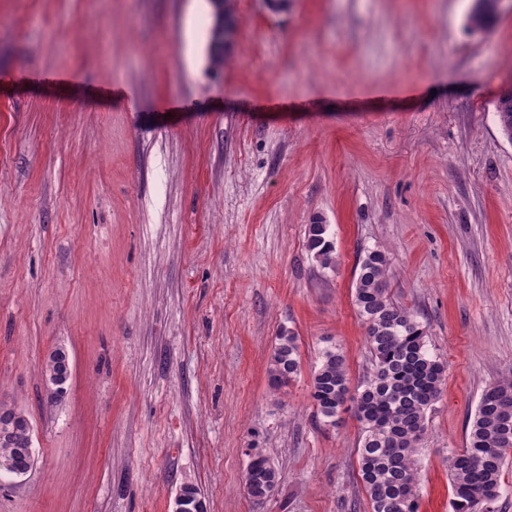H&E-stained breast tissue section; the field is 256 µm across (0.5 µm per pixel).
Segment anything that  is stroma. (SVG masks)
<instances>
[{"label":"stroma","instance_id":"1","mask_svg":"<svg viewBox=\"0 0 512 512\" xmlns=\"http://www.w3.org/2000/svg\"><path fill=\"white\" fill-rule=\"evenodd\" d=\"M472 2L231 0L216 70L199 0H0V399L35 453L0 512H171L185 485L207 512H369L361 425H325L309 386L331 346L367 371L368 249L446 366L420 512H451L448 454L512 378V0L478 33ZM284 328L301 372L274 391ZM253 451L279 473L261 504ZM320 223V221H314L310 224L308 247L315 261L322 268L330 269L335 265V248L329 225Z\"/></svg>","mask_w":512,"mask_h":512}]
</instances>
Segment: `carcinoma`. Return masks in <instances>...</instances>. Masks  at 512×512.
I'll list each match as a JSON object with an SVG mask.
<instances>
[{
  "mask_svg": "<svg viewBox=\"0 0 512 512\" xmlns=\"http://www.w3.org/2000/svg\"><path fill=\"white\" fill-rule=\"evenodd\" d=\"M211 62L220 65L235 29L228 0H210ZM493 12L472 6L467 26L488 28ZM502 131L512 139V95L496 107ZM308 247L324 269L335 265L330 228L318 221L309 227ZM354 304L366 328L372 371L351 389L339 348L324 350L312 374L310 395L317 414L332 425L346 403L362 425L358 475L370 512H419V463L426 453L428 413L445 380V365L429 348L426 332L410 309L398 305L390 291V261L380 250H367L358 260ZM300 373L297 336L283 329L271 355L269 385L285 388ZM27 431L18 428L15 440L0 443V466L26 465L21 454ZM512 459V378L483 390L470 423L465 448L448 456L452 512H494L502 491L505 466ZM245 488L255 501L272 496L279 482L270 460L249 456Z\"/></svg>",
  "mask_w": 512,
  "mask_h": 512,
  "instance_id": "obj_1",
  "label": "carcinoma"
}]
</instances>
